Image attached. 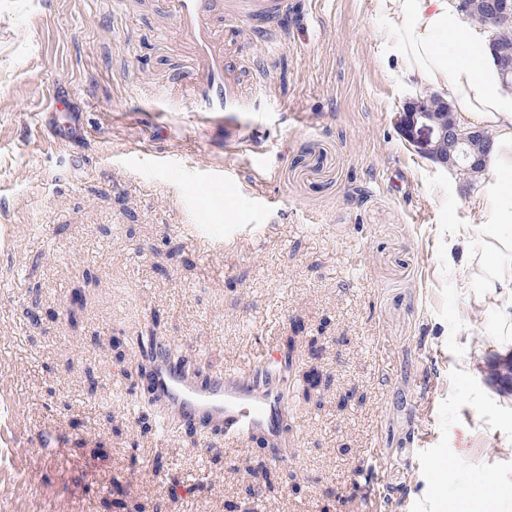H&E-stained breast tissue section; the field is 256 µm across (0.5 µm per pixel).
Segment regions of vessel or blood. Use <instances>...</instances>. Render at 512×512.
<instances>
[{
	"label": "vessel or blood",
	"mask_w": 512,
	"mask_h": 512,
	"mask_svg": "<svg viewBox=\"0 0 512 512\" xmlns=\"http://www.w3.org/2000/svg\"><path fill=\"white\" fill-rule=\"evenodd\" d=\"M182 38L190 49L191 64L177 84L179 95L195 111L221 118L242 111L246 102L224 58V40L211 22L216 0H170ZM237 16L272 21L286 17L288 0H237ZM150 372L154 394L170 417L220 427L230 443L263 441L274 448V464L287 463L288 408L282 381V360L276 349L261 351L250 371H227L201 383L188 366L157 349Z\"/></svg>",
	"instance_id": "b4317fda"
}]
</instances>
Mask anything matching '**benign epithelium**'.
Listing matches in <instances>:
<instances>
[{"label": "benign epithelium", "mask_w": 512, "mask_h": 512, "mask_svg": "<svg viewBox=\"0 0 512 512\" xmlns=\"http://www.w3.org/2000/svg\"><path fill=\"white\" fill-rule=\"evenodd\" d=\"M505 5V0H483L480 9L464 7L466 17L482 26ZM404 139L420 155L449 168H466L468 161L478 163L489 155L491 137L480 128H465L455 119V113L429 112L422 99L406 106L399 115Z\"/></svg>", "instance_id": "benign-epithelium-1"}]
</instances>
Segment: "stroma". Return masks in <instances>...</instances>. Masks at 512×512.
<instances>
[{
	"label": "stroma",
	"mask_w": 512,
	"mask_h": 512,
	"mask_svg": "<svg viewBox=\"0 0 512 512\" xmlns=\"http://www.w3.org/2000/svg\"><path fill=\"white\" fill-rule=\"evenodd\" d=\"M296 3L274 51L225 42L248 106L225 140L165 94L167 0H0V512H454L484 481L512 512V336L453 248L490 216L404 140L387 18ZM149 330L209 378L291 352L274 490L249 492L264 444L157 428Z\"/></svg>",
	"instance_id": "35a3bbf8"
}]
</instances>
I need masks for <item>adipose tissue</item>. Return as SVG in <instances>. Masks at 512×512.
<instances>
[{
    "instance_id": "ef3b65f1",
    "label": "adipose tissue",
    "mask_w": 512,
    "mask_h": 512,
    "mask_svg": "<svg viewBox=\"0 0 512 512\" xmlns=\"http://www.w3.org/2000/svg\"><path fill=\"white\" fill-rule=\"evenodd\" d=\"M386 12L396 38L392 51L400 75L415 86L449 91L458 122L492 132L495 149L487 167L494 186L476 206L494 214L492 222L459 234L465 256L459 276L472 288L475 305L494 310L499 335H512V105L486 44L457 11L455 0H375ZM479 249H472V237Z\"/></svg>"
}]
</instances>
